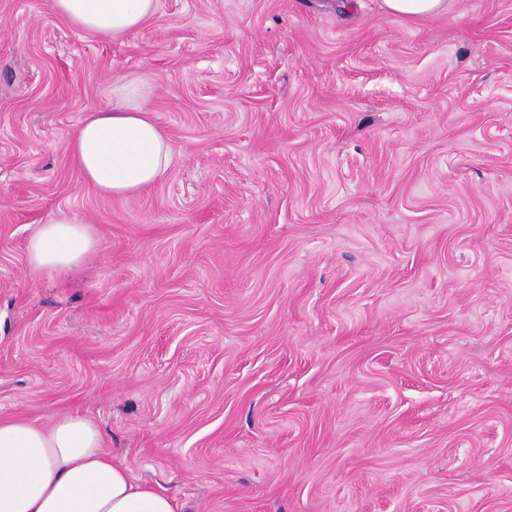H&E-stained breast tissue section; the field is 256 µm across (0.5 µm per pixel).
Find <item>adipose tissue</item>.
Masks as SVG:
<instances>
[{
    "label": "adipose tissue",
    "instance_id": "1",
    "mask_svg": "<svg viewBox=\"0 0 512 512\" xmlns=\"http://www.w3.org/2000/svg\"><path fill=\"white\" fill-rule=\"evenodd\" d=\"M50 8L73 27L110 41L141 28L159 0H50ZM151 90L148 75L116 78L105 90L106 105L67 142L82 181L101 195H139L171 167V144L156 113L145 107ZM95 247L85 220L62 214L40 225L26 251L32 268L62 274ZM0 512H175V504L108 454L94 423L62 415L46 426L0 419Z\"/></svg>",
    "mask_w": 512,
    "mask_h": 512
}]
</instances>
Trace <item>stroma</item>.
<instances>
[{"label":"stroma","mask_w":512,"mask_h":512,"mask_svg":"<svg viewBox=\"0 0 512 512\" xmlns=\"http://www.w3.org/2000/svg\"><path fill=\"white\" fill-rule=\"evenodd\" d=\"M141 72L173 162L104 197L66 144ZM67 414L176 512H512V0H0V419ZM50 9L73 27L112 41L154 17L159 0H50ZM384 10L398 17L415 20L448 10L447 0H382ZM96 247L87 223L76 215L61 214L41 224L27 243L30 266L62 274L80 265Z\"/></svg>","instance_id":"obj_1"}]
</instances>
